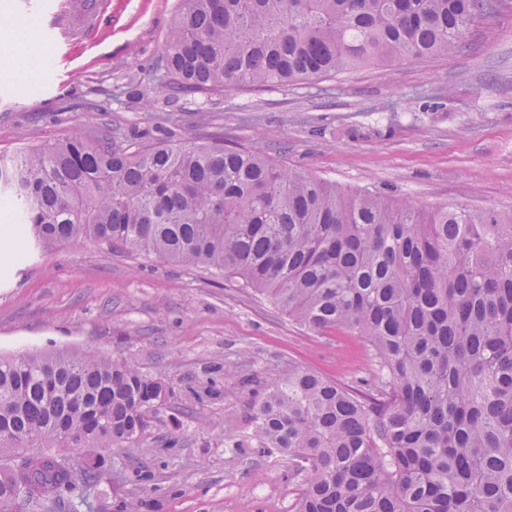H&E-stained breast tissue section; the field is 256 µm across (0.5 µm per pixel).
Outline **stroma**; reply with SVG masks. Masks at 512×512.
Listing matches in <instances>:
<instances>
[{
    "instance_id": "35a3bbf8",
    "label": "stroma",
    "mask_w": 512,
    "mask_h": 512,
    "mask_svg": "<svg viewBox=\"0 0 512 512\" xmlns=\"http://www.w3.org/2000/svg\"><path fill=\"white\" fill-rule=\"evenodd\" d=\"M16 2L0 0L2 156L173 114L180 145L221 139L346 190L512 210V10L446 57L176 99L152 73L178 0H103L43 63L8 50L31 22ZM53 349L132 359L172 391L139 447L109 450L96 512H293L304 477L251 447L254 391L298 368L351 387L375 373L364 341L313 334L235 281L89 241L0 273V353Z\"/></svg>"
}]
</instances>
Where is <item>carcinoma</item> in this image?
Returning <instances> with one entry per match:
<instances>
[{
  "instance_id": "cac0c4a2",
  "label": "carcinoma",
  "mask_w": 512,
  "mask_h": 512,
  "mask_svg": "<svg viewBox=\"0 0 512 512\" xmlns=\"http://www.w3.org/2000/svg\"><path fill=\"white\" fill-rule=\"evenodd\" d=\"M491 0H179L157 64L217 94L459 49ZM92 135L0 158L31 248L87 240L202 267L322 334L363 339L377 383L309 369L266 385L251 443L306 480L295 512H512V213L344 191L214 139ZM169 389L91 351L0 355V512L74 510Z\"/></svg>"
}]
</instances>
